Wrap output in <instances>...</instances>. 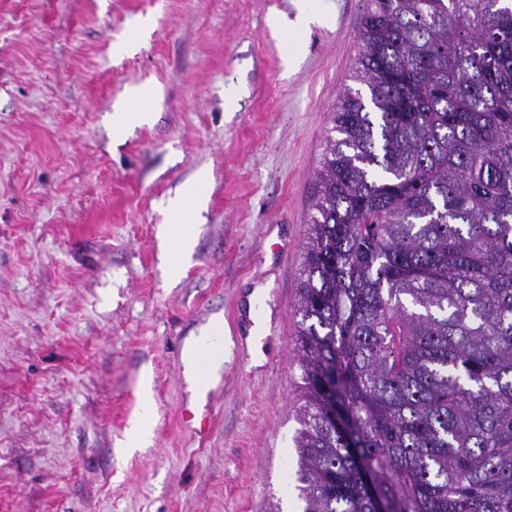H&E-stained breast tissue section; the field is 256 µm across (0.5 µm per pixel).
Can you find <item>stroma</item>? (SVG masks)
I'll use <instances>...</instances> for the list:
<instances>
[{"label": "stroma", "mask_w": 512, "mask_h": 512, "mask_svg": "<svg viewBox=\"0 0 512 512\" xmlns=\"http://www.w3.org/2000/svg\"><path fill=\"white\" fill-rule=\"evenodd\" d=\"M366 7L314 0L322 22L275 34L294 0H0V512L293 504V305ZM139 89L153 120L114 136ZM202 171L174 278L166 202ZM216 318L234 347L200 400L181 352ZM146 366L151 435L131 453Z\"/></svg>", "instance_id": "obj_1"}]
</instances>
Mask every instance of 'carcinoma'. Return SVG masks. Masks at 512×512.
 I'll return each mask as SVG.
<instances>
[{"mask_svg":"<svg viewBox=\"0 0 512 512\" xmlns=\"http://www.w3.org/2000/svg\"><path fill=\"white\" fill-rule=\"evenodd\" d=\"M296 291L300 512H512V0H369Z\"/></svg>","mask_w":512,"mask_h":512,"instance_id":"cac0c4a2","label":"carcinoma"}]
</instances>
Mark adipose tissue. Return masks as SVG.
<instances>
[{
	"instance_id": "obj_1",
	"label": "adipose tissue",
	"mask_w": 512,
	"mask_h": 512,
	"mask_svg": "<svg viewBox=\"0 0 512 512\" xmlns=\"http://www.w3.org/2000/svg\"><path fill=\"white\" fill-rule=\"evenodd\" d=\"M206 183V174H199L168 201V209L176 222L174 226L163 228L160 246L171 275H179L183 260L196 245L197 228L193 217L203 204ZM182 360L187 376L199 386H208L218 378L224 366V326L220 320H213L203 328L196 341L185 349Z\"/></svg>"
}]
</instances>
